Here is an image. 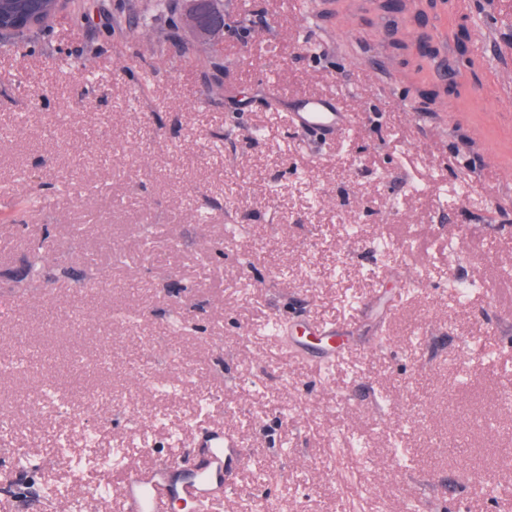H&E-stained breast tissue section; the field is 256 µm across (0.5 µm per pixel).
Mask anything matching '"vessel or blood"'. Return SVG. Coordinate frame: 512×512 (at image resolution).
Instances as JSON below:
<instances>
[{"label": "vessel or blood", "mask_w": 512, "mask_h": 512, "mask_svg": "<svg viewBox=\"0 0 512 512\" xmlns=\"http://www.w3.org/2000/svg\"><path fill=\"white\" fill-rule=\"evenodd\" d=\"M283 118L301 132L325 137L350 124L348 114L324 96L302 98L297 111L284 113ZM201 445L202 459L179 477L166 460L148 468H127L120 492L122 512H210L220 505L245 453L237 437L221 426L207 428Z\"/></svg>", "instance_id": "obj_1"}]
</instances>
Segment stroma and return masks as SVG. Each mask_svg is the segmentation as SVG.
<instances>
[{"label": "stroma", "mask_w": 512, "mask_h": 512, "mask_svg": "<svg viewBox=\"0 0 512 512\" xmlns=\"http://www.w3.org/2000/svg\"><path fill=\"white\" fill-rule=\"evenodd\" d=\"M291 2L222 0L202 39L70 0L0 45V512H120L127 467L210 425L247 455L222 512H512V0ZM461 19L485 44L452 94ZM314 95L351 115L333 143L279 117ZM77 364L68 409L20 414Z\"/></svg>", "instance_id": "35a3bbf8"}]
</instances>
